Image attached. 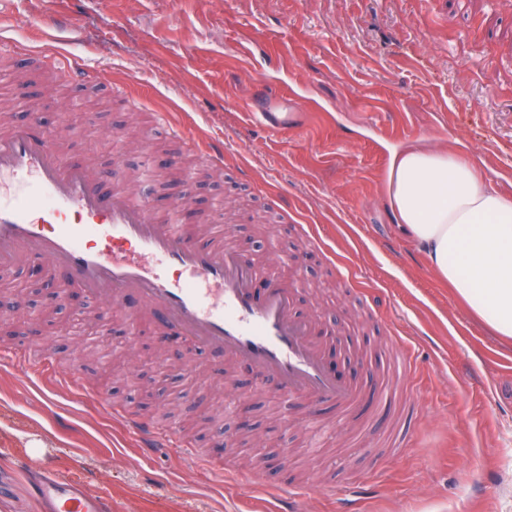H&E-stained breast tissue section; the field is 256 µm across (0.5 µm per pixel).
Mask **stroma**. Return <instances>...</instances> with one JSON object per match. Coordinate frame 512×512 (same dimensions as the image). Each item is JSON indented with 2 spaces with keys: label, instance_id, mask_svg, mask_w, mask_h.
Here are the masks:
<instances>
[{
  "label": "stroma",
  "instance_id": "35a3bbf8",
  "mask_svg": "<svg viewBox=\"0 0 512 512\" xmlns=\"http://www.w3.org/2000/svg\"><path fill=\"white\" fill-rule=\"evenodd\" d=\"M46 17L58 25L52 49L98 78L74 84L45 64L25 86L0 55L13 118L49 114L70 161L92 165L104 184L116 162L149 176L158 211L194 183L197 212H215L234 248L265 242L253 261L294 282L297 313L354 323L373 343L371 363L397 329L417 355L419 409L392 448L407 394L384 416L366 411L341 427L335 409L282 400L220 352L125 334L123 307L111 334L24 340L82 378L111 370L117 392L0 367V512H45L33 485L47 477L111 494L112 512H276L283 479L297 512H512V346L439 284L386 197L390 158L410 145L461 153L512 193V0H0V37L42 48ZM256 78L287 96L297 128L251 121ZM160 113L197 142L177 182L157 164L174 147ZM218 138L216 171L205 147ZM303 225L335 264L315 253L299 272L281 263L304 249ZM132 384L149 398L144 417L165 418L201 452L225 434L234 471L212 474L177 448L142 453L104 405L125 403ZM243 398L248 432L231 414ZM265 452L274 458L261 486L250 471ZM347 459L361 463L347 499L314 493Z\"/></svg>",
  "mask_w": 512,
  "mask_h": 512
}]
</instances>
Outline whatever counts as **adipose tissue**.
I'll use <instances>...</instances> for the list:
<instances>
[{
	"mask_svg": "<svg viewBox=\"0 0 512 512\" xmlns=\"http://www.w3.org/2000/svg\"><path fill=\"white\" fill-rule=\"evenodd\" d=\"M388 200L437 280L496 336L512 339V196L448 150L395 153Z\"/></svg>",
	"mask_w": 512,
	"mask_h": 512,
	"instance_id": "obj_1",
	"label": "adipose tissue"
}]
</instances>
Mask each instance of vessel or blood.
<instances>
[{"mask_svg":"<svg viewBox=\"0 0 512 512\" xmlns=\"http://www.w3.org/2000/svg\"><path fill=\"white\" fill-rule=\"evenodd\" d=\"M277 98L259 85L251 114L275 131L291 125L275 109ZM37 113L0 130V276L40 259L62 287H79L106 306L134 298L147 304L166 332L195 346L219 351L275 381L282 393L341 415L365 406L386 408L391 390H407L414 353L386 355L393 388L336 377L314 339L316 322L293 312L288 281L259 288L254 264L227 241L224 227L210 223L206 244L176 217L153 209L144 192L103 184L87 165L66 162L61 132L41 128ZM112 417L133 433L141 448L194 450L190 437L144 419L133 407L113 406ZM38 495L49 512H112L111 501L79 485L51 480Z\"/></svg>","mask_w":512,"mask_h":512,"instance_id":"b4317fda","label":"vessel or blood"}]
</instances>
